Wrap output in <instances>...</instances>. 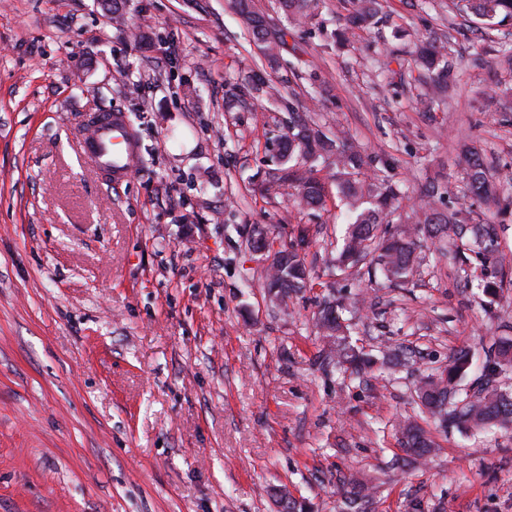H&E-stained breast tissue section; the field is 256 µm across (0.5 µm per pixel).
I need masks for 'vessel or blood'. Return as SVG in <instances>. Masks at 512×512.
Listing matches in <instances>:
<instances>
[{
    "instance_id": "vessel-or-blood-1",
    "label": "vessel or blood",
    "mask_w": 512,
    "mask_h": 512,
    "mask_svg": "<svg viewBox=\"0 0 512 512\" xmlns=\"http://www.w3.org/2000/svg\"><path fill=\"white\" fill-rule=\"evenodd\" d=\"M136 133L125 113H105L84 136V160L114 178L126 177L138 159Z\"/></svg>"
}]
</instances>
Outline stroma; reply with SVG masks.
Wrapping results in <instances>:
<instances>
[{
    "instance_id": "35a3bbf8",
    "label": "stroma",
    "mask_w": 512,
    "mask_h": 512,
    "mask_svg": "<svg viewBox=\"0 0 512 512\" xmlns=\"http://www.w3.org/2000/svg\"><path fill=\"white\" fill-rule=\"evenodd\" d=\"M118 6L0 0V512H275L281 486L338 512L343 483L368 469L378 512H512V429L427 420L432 462L390 465L399 421L419 414L417 382L457 351L472 357L457 393L486 377L512 390V367L485 369L512 336V297L481 288L512 276V214L496 259L465 238L425 239L405 284L368 260L339 272L336 196L302 210L263 184L287 109L237 97L255 75L295 90L301 118L369 156L366 179L390 169L404 190L392 227L411 226L433 188L442 210L491 221L465 150L511 197L512 27L484 30L450 0H382V22L341 50L332 33L350 0H325L301 27L255 0L285 40L273 69L229 0ZM425 38L448 55L447 93L418 81ZM114 110L140 145L118 182L80 155L90 117ZM302 230L312 283L282 309L247 240ZM338 298L353 344L402 349L405 363L355 381L325 363L314 315Z\"/></svg>"
}]
</instances>
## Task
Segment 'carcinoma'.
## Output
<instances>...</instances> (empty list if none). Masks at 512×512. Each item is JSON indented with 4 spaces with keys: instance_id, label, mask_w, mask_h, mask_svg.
I'll list each match as a JSON object with an SVG mask.
<instances>
[{
    "instance_id": "1",
    "label": "carcinoma",
    "mask_w": 512,
    "mask_h": 512,
    "mask_svg": "<svg viewBox=\"0 0 512 512\" xmlns=\"http://www.w3.org/2000/svg\"><path fill=\"white\" fill-rule=\"evenodd\" d=\"M320 0H279L280 7L295 23H302L318 7ZM355 10L349 18L352 27H363L381 22L379 0H354ZM459 11L468 12L485 25H512V0H452ZM233 9L247 25L249 33L258 40L268 34L264 16L254 6L253 0H232ZM420 76L438 83L446 82L448 59L442 48L423 44L416 55ZM283 154L278 157L280 167L269 175L272 187L289 185L296 191L299 203L311 210L325 206L327 182L320 176L322 166L335 168L332 174L336 197L347 206L351 223L347 236L336 257V266L344 271L365 260L368 251L374 252L373 261L379 265L388 281L398 285L406 282L413 267L416 242L410 236H400L379 225L389 223L388 217L399 207L403 196L393 180L385 173L373 182L358 179L359 170L367 165L364 155L346 146L341 138L332 139L318 129L305 123L291 121L288 132L278 142ZM466 174L469 192L476 198L493 202L507 213L512 202L497 195L495 183L489 179L483 156L473 150L466 160ZM422 223L426 224L431 237L450 234L471 233L472 244L477 254L485 257L498 250V229L494 224L467 226L468 217L460 211L445 213L430 202L420 206ZM288 253V262L271 264L266 275L265 288L279 299L283 291L297 292L309 280V270L293 245H281L275 254ZM345 306L339 301H326L318 311L317 325L327 340L326 357L344 371L359 376L365 371L377 368L385 370L399 359L401 353L381 351L376 355L351 342L348 325L343 318ZM493 356L489 369L494 371L512 364V339L499 340L492 347ZM469 368V357L457 354L451 358L448 367L440 377L426 376L415 387L414 394L421 412L430 414L440 422L450 420L468 431L480 432L491 427L504 430L512 428V394L480 393L458 398L453 384ZM404 457H395L394 464H423L429 460L434 448L425 430L415 421L402 425ZM373 477L364 475L352 478L344 495L342 512H361L362 505L371 501L370 484ZM277 512H308L309 505L298 502L286 491L274 493Z\"/></svg>"
}]
</instances>
